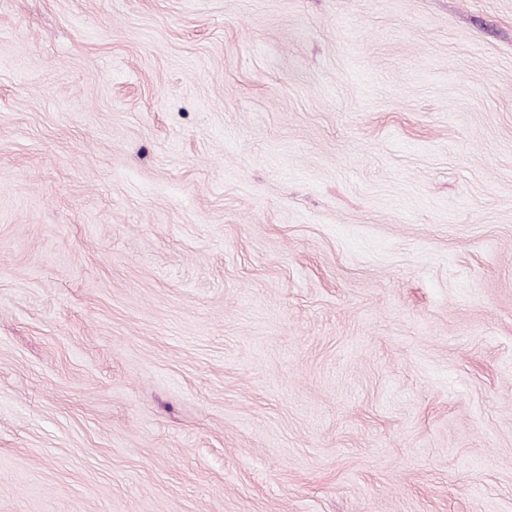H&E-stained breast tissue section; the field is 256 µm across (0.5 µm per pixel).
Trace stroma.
Segmentation results:
<instances>
[{
    "mask_svg": "<svg viewBox=\"0 0 512 512\" xmlns=\"http://www.w3.org/2000/svg\"><path fill=\"white\" fill-rule=\"evenodd\" d=\"M0 512H512V0H0Z\"/></svg>",
    "mask_w": 512,
    "mask_h": 512,
    "instance_id": "35a3bbf8",
    "label": "stroma"
}]
</instances>
